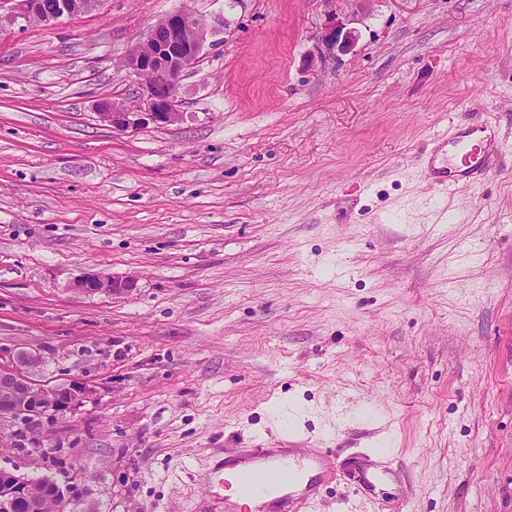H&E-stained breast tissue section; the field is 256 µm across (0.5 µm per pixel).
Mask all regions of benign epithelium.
<instances>
[{
    "mask_svg": "<svg viewBox=\"0 0 512 512\" xmlns=\"http://www.w3.org/2000/svg\"><path fill=\"white\" fill-rule=\"evenodd\" d=\"M40 0H0V11L8 10L15 21H25L40 15ZM98 0H58L51 15H40L42 21H56L76 12L96 8ZM207 28L185 10L171 12L152 27L145 42L146 52L132 53L126 66L140 80L136 104L127 106L103 100L98 104L99 118L118 131L137 130L153 124L167 127L180 122L176 88L182 72L199 54L206 39ZM328 41L341 51L349 49L355 34L336 24L328 32ZM74 288L88 294L110 293L126 296L137 289L132 276L102 280L86 276ZM43 367L42 357L34 352L21 351L9 360L0 362V426L20 420L33 428L48 417H57L74 410L91 393V388L79 381L60 384H41L36 380ZM70 496L55 480L46 482L41 494L31 492V479L16 471L0 469V508L6 512L20 508L25 512H41L43 502L54 505L55 512H71Z\"/></svg>",
    "mask_w": 512,
    "mask_h": 512,
    "instance_id": "1",
    "label": "benign epithelium"
}]
</instances>
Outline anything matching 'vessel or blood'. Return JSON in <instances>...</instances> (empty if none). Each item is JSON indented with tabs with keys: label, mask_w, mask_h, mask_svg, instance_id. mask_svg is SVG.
<instances>
[{
	"label": "vessel or blood",
	"mask_w": 512,
	"mask_h": 512,
	"mask_svg": "<svg viewBox=\"0 0 512 512\" xmlns=\"http://www.w3.org/2000/svg\"><path fill=\"white\" fill-rule=\"evenodd\" d=\"M497 129L492 122L455 125L437 137L422 167L432 191L453 195L462 183L488 174L489 155ZM327 451L313 448L300 453L292 448H250L225 458L210 474V483L220 485L232 495L224 512H243V500L264 495L266 512H308L322 487L334 474L326 467ZM401 470L389 462L373 461L359 467L352 484L356 495L371 490L377 477H401Z\"/></svg>",
	"instance_id": "1"
}]
</instances>
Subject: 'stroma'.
<instances>
[{
  "instance_id": "35a3bbf8",
  "label": "stroma",
  "mask_w": 512,
  "mask_h": 512,
  "mask_svg": "<svg viewBox=\"0 0 512 512\" xmlns=\"http://www.w3.org/2000/svg\"><path fill=\"white\" fill-rule=\"evenodd\" d=\"M210 30L183 119L120 132L125 65L165 14ZM355 30L325 47L332 21ZM494 118L496 166L434 195L450 121ZM135 276L115 297L82 277ZM87 383L0 433V468L79 512H190L217 456L387 443L401 483L312 512H512V0H102L0 29V355Z\"/></svg>"
}]
</instances>
